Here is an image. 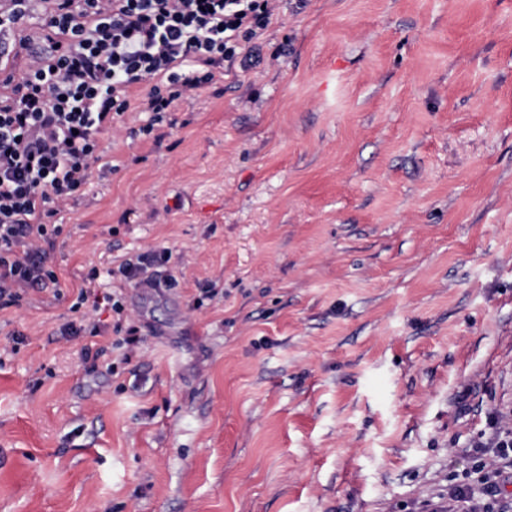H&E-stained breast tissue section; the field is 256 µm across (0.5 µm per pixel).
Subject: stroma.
Returning a JSON list of instances; mask_svg holds the SVG:
<instances>
[{"label": "stroma", "mask_w": 512, "mask_h": 512, "mask_svg": "<svg viewBox=\"0 0 512 512\" xmlns=\"http://www.w3.org/2000/svg\"><path fill=\"white\" fill-rule=\"evenodd\" d=\"M249 48L105 135L0 308V512H448L498 467L512 0H280ZM162 248L172 287L112 277ZM87 286L125 315L66 335Z\"/></svg>", "instance_id": "1"}]
</instances>
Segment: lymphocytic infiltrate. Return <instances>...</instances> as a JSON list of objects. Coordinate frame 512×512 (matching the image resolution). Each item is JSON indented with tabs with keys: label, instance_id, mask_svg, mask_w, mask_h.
Returning a JSON list of instances; mask_svg holds the SVG:
<instances>
[{
	"label": "lymphocytic infiltrate",
	"instance_id": "1",
	"mask_svg": "<svg viewBox=\"0 0 512 512\" xmlns=\"http://www.w3.org/2000/svg\"><path fill=\"white\" fill-rule=\"evenodd\" d=\"M44 2L47 53L0 81V306L57 284L43 246L102 161L101 136L130 111L132 88L151 133L218 68L248 70L247 44L278 9L276 0ZM493 444L504 466L485 474L481 512H512L497 499L499 483L512 480V423H495Z\"/></svg>",
	"mask_w": 512,
	"mask_h": 512
}]
</instances>
